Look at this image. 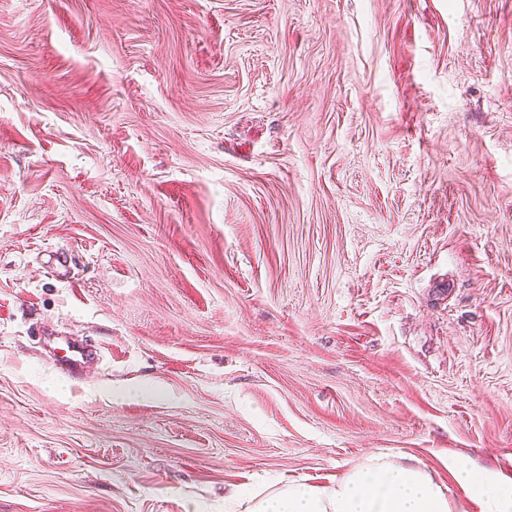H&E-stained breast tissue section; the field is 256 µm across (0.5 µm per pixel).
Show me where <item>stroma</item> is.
I'll list each match as a JSON object with an SVG mask.
<instances>
[{"instance_id":"1","label":"stroma","mask_w":512,"mask_h":512,"mask_svg":"<svg viewBox=\"0 0 512 512\" xmlns=\"http://www.w3.org/2000/svg\"><path fill=\"white\" fill-rule=\"evenodd\" d=\"M373 458L512 476V0H0V512ZM88 356L89 352L85 346L73 343L68 345L65 354L55 361L56 365L72 373L74 369L81 368L85 364Z\"/></svg>"}]
</instances>
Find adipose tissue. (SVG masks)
I'll use <instances>...</instances> for the list:
<instances>
[{"mask_svg": "<svg viewBox=\"0 0 512 512\" xmlns=\"http://www.w3.org/2000/svg\"><path fill=\"white\" fill-rule=\"evenodd\" d=\"M454 476L465 494L479 493L482 512H512V478L498 483L468 464ZM245 512H454L447 494L420 466L390 462L349 469L332 485L291 481L267 496H252Z\"/></svg>", "mask_w": 512, "mask_h": 512, "instance_id": "obj_1", "label": "adipose tissue"}]
</instances>
